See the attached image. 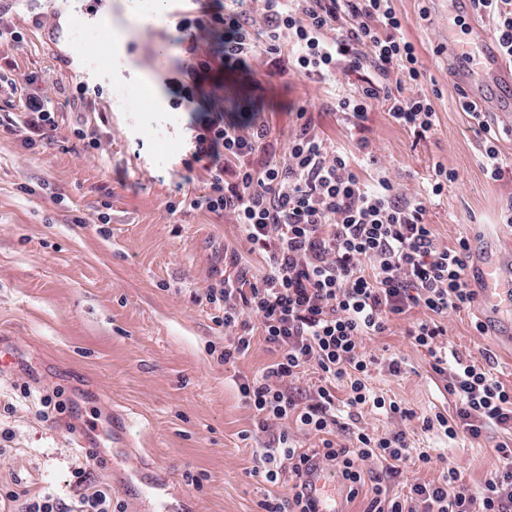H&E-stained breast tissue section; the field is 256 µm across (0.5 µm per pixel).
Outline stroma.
Returning <instances> with one entry per match:
<instances>
[{
    "mask_svg": "<svg viewBox=\"0 0 512 512\" xmlns=\"http://www.w3.org/2000/svg\"><path fill=\"white\" fill-rule=\"evenodd\" d=\"M137 2L41 0L38 27L29 0L4 3L24 39L0 44V59L16 71L36 72L41 93L66 122L100 113L106 123L102 149L93 155L78 153L64 139L28 150L21 133H0V340L14 347L17 358L0 376V485L17 481L33 495L70 496V470L80 456L70 418L47 423L37 415L40 393L58 387L74 401L75 418L98 422L107 403L126 413L137 450L173 498L198 512H260L257 503L268 485L253 468L268 437L256 431L238 383L273 357L258 341L235 365L218 363L210 350L223 347L224 330L193 297L215 269L236 274V267L225 266V252L246 254L255 274L262 260L247 254L235 225L199 211L166 210L180 184L197 192L206 178L202 164L189 171L182 163L197 115L172 109L162 82L190 57L178 46L169 7L157 10L147 30H134ZM395 6L431 76L424 91H442L434 102L439 125L418 142L379 107L368 114L367 135L406 194L422 192L434 163L457 171L458 181L428 209L427 221L442 243L463 235L476 255L506 252L512 244V224L503 221L512 201V128L493 124L507 165L500 180H489L478 163L476 123L456 108L448 80V0H431L425 21L418 16L419 0H396ZM77 28L91 35V49L75 44ZM116 31L122 39L107 42ZM91 51L101 65L88 63ZM147 77L156 83L160 103L146 98ZM80 83L103 90L86 108L74 106L63 91ZM360 83L355 74L336 85L281 74L261 57L249 69L225 71L221 94L229 119L244 122L263 109L277 143H286L303 108L321 136L350 149L355 142L331 100L353 95ZM107 197L111 222L103 229L97 215ZM479 322L473 310L448 316L449 348L480 358L492 341L477 331ZM404 330V322H395L385 335L365 340L368 353L407 363L397 376L374 372L372 383L414 412L406 427L420 447H445L467 483L481 486L496 466L492 446L500 435L444 445L421 432L422 417L438 411L454 416L456 402ZM22 383L30 386L29 398L18 391ZM7 404L12 413L4 412ZM86 467L94 485L111 487L113 500L133 512L142 484L114 481L108 462ZM188 473L198 484L185 481Z\"/></svg>",
    "mask_w": 512,
    "mask_h": 512,
    "instance_id": "1",
    "label": "stroma"
}]
</instances>
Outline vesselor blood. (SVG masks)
<instances>
[{
  "instance_id": "vessel-or-blood-1",
  "label": "vessel or blood",
  "mask_w": 512,
  "mask_h": 512,
  "mask_svg": "<svg viewBox=\"0 0 512 512\" xmlns=\"http://www.w3.org/2000/svg\"><path fill=\"white\" fill-rule=\"evenodd\" d=\"M448 45L454 54L448 77L465 85L472 94H484L488 106L505 123L512 125V66L504 63L491 34L472 26L467 44H460L456 33H449ZM481 288L478 292L488 321L512 313V252L498 258L471 257ZM309 492L316 512H344L346 487L340 474L325 468L307 474Z\"/></svg>"
}]
</instances>
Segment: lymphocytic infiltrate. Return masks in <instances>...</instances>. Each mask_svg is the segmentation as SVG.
I'll return each instance as SVG.
<instances>
[{
  "instance_id": "1",
  "label": "lymphocytic infiltrate",
  "mask_w": 512,
  "mask_h": 512,
  "mask_svg": "<svg viewBox=\"0 0 512 512\" xmlns=\"http://www.w3.org/2000/svg\"><path fill=\"white\" fill-rule=\"evenodd\" d=\"M252 1L235 0L228 13L207 0L177 15L192 61L171 81V106L201 113L187 151L191 161H206L207 178L202 192L166 207L172 214L188 209L229 219L264 261L260 274L243 269L233 278H214L195 297L226 330L219 362L235 364L257 338L274 356L259 376L238 385L257 428L270 435L255 455V473L271 486L259 502L261 512H314L303 477L320 466L340 472L349 498L371 485L367 512H512V389L490 365L440 342L448 314L469 310L476 300L467 274L468 238L442 244L426 219L429 205L457 181V172L435 163L423 192L410 196L379 168L368 139H360L357 153H348L328 144L301 111L287 144L278 148L261 116L242 126L215 106L212 77L263 55L281 74L326 79L366 73L355 95L336 101L345 123L363 129L369 110L383 104L415 140L426 139L439 119L395 0H256V11ZM472 11L486 21L503 60L511 63L512 0H472ZM37 80L32 72L6 79L19 110L0 118V130L22 129L28 149L51 147L64 132L83 153L99 151L97 125L62 128ZM395 319L407 320L411 344L429 355L432 370L458 401L455 418H424V429L451 440H477L492 429L502 433L493 446L497 466L479 489H470L450 461L438 480L413 481L402 495L388 488L403 466L423 468L434 461L402 426L412 412L370 385L378 360L365 351L364 341L382 335ZM309 369L318 383L305 395L294 382ZM340 382L348 389L343 402L336 399ZM365 407L393 420V428L375 433L360 427ZM292 425L317 437L319 447L297 448L288 431ZM371 461L381 463V472L366 471ZM285 475L292 480L289 493H275ZM70 485L69 501L54 494L24 500L7 491L0 495V512H10L17 501L21 512H124L113 504L111 489L92 488L85 467L72 470Z\"/></svg>"
}]
</instances>
